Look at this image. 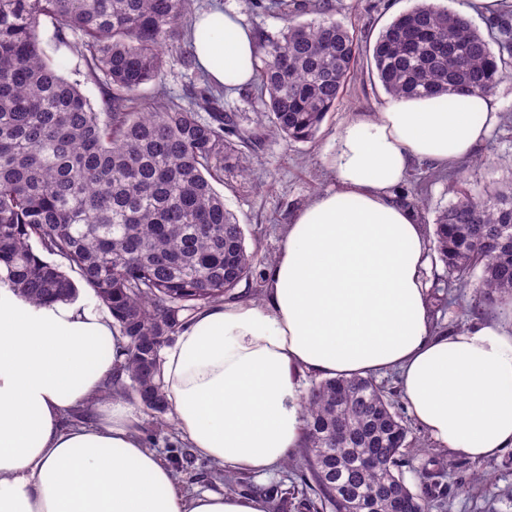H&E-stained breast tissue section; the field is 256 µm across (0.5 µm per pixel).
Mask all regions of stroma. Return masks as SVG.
Listing matches in <instances>:
<instances>
[{
  "instance_id": "obj_1",
  "label": "stroma",
  "mask_w": 512,
  "mask_h": 512,
  "mask_svg": "<svg viewBox=\"0 0 512 512\" xmlns=\"http://www.w3.org/2000/svg\"><path fill=\"white\" fill-rule=\"evenodd\" d=\"M419 0H340L338 21L355 30L359 37L376 38L380 29L395 16L410 10ZM239 13L244 22L257 33L278 34L284 26L279 15L253 9L245 0H195V12L213 5ZM503 102L504 122L491 132L475 156L462 160L443 172L441 177L431 175L427 166L415 165L408 177L417 186L423 207L415 214L421 224L431 226L438 208L448 205L453 195L450 185L467 181L476 190L512 176V171L499 165L498 159L512 155V76L504 78L494 89ZM388 96L372 75L366 62H359L357 76L347 85L335 110L330 112L314 140L286 141L266 137L259 149L249 156V176L241 178L236 172L225 173L215 188L223 194L224 203L242 224L247 245H255L261 254L275 256L281 239L297 210L319 192L330 188L332 176L323 161L325 150L333 143L340 123L355 112H375ZM473 289L452 293L444 308H436L432 316L437 326L451 330L473 321L499 315L496 306L477 305ZM140 434L145 444L155 449L177 472L187 491L228 490L266 498L268 512H301L296 499L306 489L301 481L302 459L298 451H291L287 463L267 474L245 473L243 483L228 485L216 478V465L199 455L176 433L173 424L160 423L150 411L139 410ZM409 428L420 445L412 449L402 467L404 478L411 489L420 482L435 484L428 512H512V449L482 461H471L449 454L438 448L417 424ZM294 490L295 501L287 508H279L270 499L272 486Z\"/></svg>"
}]
</instances>
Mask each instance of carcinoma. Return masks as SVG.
I'll use <instances>...</instances> for the list:
<instances>
[{"label":"carcinoma","mask_w":512,"mask_h":512,"mask_svg":"<svg viewBox=\"0 0 512 512\" xmlns=\"http://www.w3.org/2000/svg\"><path fill=\"white\" fill-rule=\"evenodd\" d=\"M193 0H0V268L34 303L69 297L78 272L129 340L104 394L133 392L146 410L166 414L161 350L185 314L236 299L243 281L266 282L270 262L248 250L245 233L212 185L239 166L253 136L236 129L223 94L209 84L185 103L140 88L177 62L190 67L192 43L180 20ZM281 13L286 27L260 35L257 80L247 95L267 132L315 138L369 58L392 98L488 93L512 74V19L498 29V51L463 13L421 2L396 16L373 45L334 18L336 0H318V18L295 22L282 0H249ZM64 31L86 76L108 91L94 108L59 73L40 35L42 21ZM435 212L438 259L449 289L474 288L488 304L512 296V181L477 192L465 181ZM481 268V277L472 273ZM302 457L309 512H427L428 487L406 483L405 452L419 445L394 403L371 378L314 383L301 401Z\"/></svg>","instance_id":"obj_1"}]
</instances>
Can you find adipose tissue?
I'll return each instance as SVG.
<instances>
[{
	"instance_id": "ef3b65f1",
	"label": "adipose tissue",
	"mask_w": 512,
	"mask_h": 512,
	"mask_svg": "<svg viewBox=\"0 0 512 512\" xmlns=\"http://www.w3.org/2000/svg\"><path fill=\"white\" fill-rule=\"evenodd\" d=\"M199 65L234 89L259 49L242 17L195 21ZM491 93L390 99L352 115L326 152L331 188L294 215L261 301L193 312L162 353L174 425L195 451L263 474L299 446L302 377L397 370L411 416L469 460L512 448V302L506 315L433 326L429 239L396 197L413 162L448 168L497 126ZM128 345L103 307L19 296L0 273V512H267L263 499L189 493L148 448L134 409L102 398ZM92 409L91 425L69 423Z\"/></svg>"
}]
</instances>
